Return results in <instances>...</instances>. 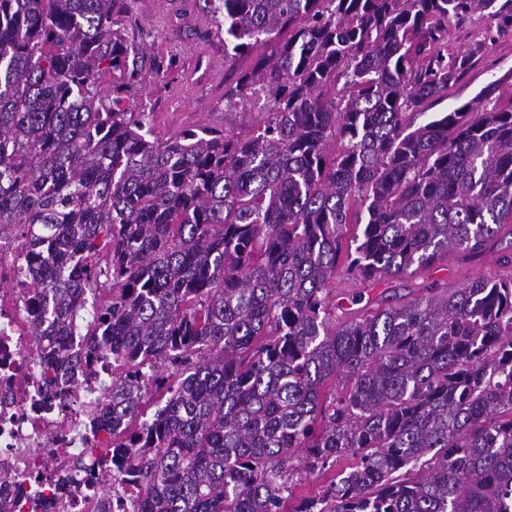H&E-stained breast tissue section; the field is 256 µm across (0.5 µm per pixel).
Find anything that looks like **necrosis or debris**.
<instances>
[{
  "instance_id": "4bbe7bcc",
  "label": "necrosis or debris",
  "mask_w": 512,
  "mask_h": 512,
  "mask_svg": "<svg viewBox=\"0 0 512 512\" xmlns=\"http://www.w3.org/2000/svg\"><path fill=\"white\" fill-rule=\"evenodd\" d=\"M33 261L22 235L0 237V512H42L61 472L75 492L54 512H97L101 496L97 459L104 434L87 426L98 407L97 382L112 377L111 361L94 372L67 368L50 381L37 354L29 324Z\"/></svg>"
}]
</instances>
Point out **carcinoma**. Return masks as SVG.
Returning <instances> with one entry per match:
<instances>
[{"label":"carcinoma","instance_id":"carcinoma-1","mask_svg":"<svg viewBox=\"0 0 512 512\" xmlns=\"http://www.w3.org/2000/svg\"><path fill=\"white\" fill-rule=\"evenodd\" d=\"M208 2L224 61L273 44L224 91L268 112L157 138L121 108L125 0H0V235L36 227L46 358L112 359L105 492L132 487L136 512H512V274L348 319L330 300L339 275L502 246L503 79L415 120L483 48L448 51L450 25L511 28L512 0ZM230 112H241L237 115V123L248 126L260 117L261 112H266L265 100H257V96H253Z\"/></svg>","mask_w":512,"mask_h":512}]
</instances>
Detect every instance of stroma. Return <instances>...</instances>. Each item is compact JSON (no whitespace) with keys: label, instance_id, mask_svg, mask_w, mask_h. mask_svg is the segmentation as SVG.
Returning a JSON list of instances; mask_svg holds the SVG:
<instances>
[{"label":"stroma","instance_id":"35a3bbf8","mask_svg":"<svg viewBox=\"0 0 512 512\" xmlns=\"http://www.w3.org/2000/svg\"><path fill=\"white\" fill-rule=\"evenodd\" d=\"M122 23L136 47L131 67L138 74L125 107L150 113L153 131L160 138L202 126L223 127L224 89L234 80L236 69L250 68L257 56L244 55L234 67L225 64L224 32L217 27L207 0H127ZM477 42L483 43L482 52L449 89L447 98L428 108L425 120L471 101L489 82L512 73V29L491 28L478 15L451 26V49L464 50ZM497 263L492 253L476 260L453 253L411 275L368 285L341 281L336 285V310L357 311L359 303L352 301L356 294L366 303L378 298L394 302L425 281L445 280L453 286L492 273Z\"/></svg>","mask_w":512,"mask_h":512}]
</instances>
